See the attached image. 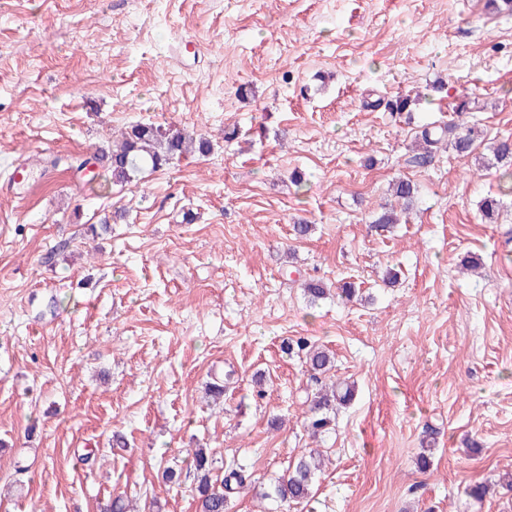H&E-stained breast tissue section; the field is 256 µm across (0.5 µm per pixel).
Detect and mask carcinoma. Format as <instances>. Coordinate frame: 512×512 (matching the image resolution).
Here are the masks:
<instances>
[{"instance_id":"cac0c4a2","label":"carcinoma","mask_w":512,"mask_h":512,"mask_svg":"<svg viewBox=\"0 0 512 512\" xmlns=\"http://www.w3.org/2000/svg\"><path fill=\"white\" fill-rule=\"evenodd\" d=\"M449 128L444 127L436 133L429 128L421 132L425 153L416 157L414 162L425 165L432 158V149L446 141L461 152L472 151V146L482 136V131L471 127L463 135L453 138L447 135ZM212 146L204 137L193 135L171 126L139 123L130 126L121 133L120 139L112 145L101 146L93 155L94 163L106 169L112 183L118 185L131 181L144 168L161 169L191 153L207 154ZM493 157L497 163L506 167L509 187L512 188V141L503 140L493 147ZM416 186L407 179L395 184V195L404 204L415 200ZM298 347L306 351L307 363L311 370L326 373L332 369L330 353L315 344L301 341ZM354 394L352 385L337 382L329 388H321L311 399V406L305 418L307 430L312 436H320L334 429L336 423V406L348 403ZM216 460L202 448L191 453V465L194 467L195 498L197 512H229L231 498L245 487L242 466L233 460L222 464L224 477L220 484L212 482ZM319 461L312 454L301 455L287 473L277 477L271 491L263 498L277 503L289 501L301 502L309 498L317 479Z\"/></svg>"}]
</instances>
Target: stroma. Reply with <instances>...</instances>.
I'll return each mask as SVG.
<instances>
[{"instance_id":"obj_1","label":"stroma","mask_w":512,"mask_h":512,"mask_svg":"<svg viewBox=\"0 0 512 512\" xmlns=\"http://www.w3.org/2000/svg\"><path fill=\"white\" fill-rule=\"evenodd\" d=\"M144 122L213 149L89 184L80 159ZM474 124L473 153L413 163L425 126ZM508 137L512 16L484 0H0V512L118 492L195 512L194 448L238 461L231 512H260L316 445L311 397L343 379L355 398L288 512H512V193L489 152ZM400 179L412 209L376 224ZM310 280L332 295L309 303ZM298 347L301 350H306L307 363L311 370L323 374L332 369V357L325 349L315 344L308 345L306 341H300Z\"/></svg>"}]
</instances>
